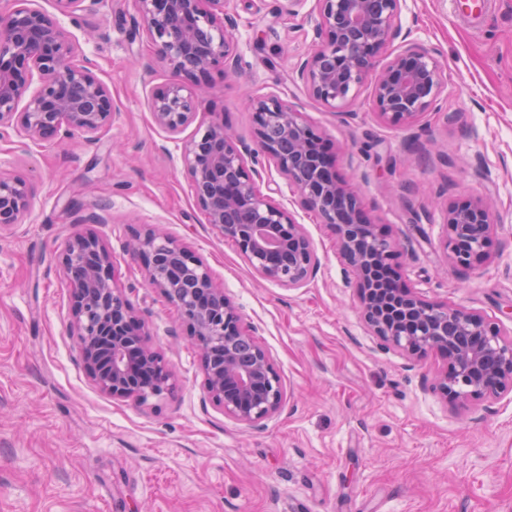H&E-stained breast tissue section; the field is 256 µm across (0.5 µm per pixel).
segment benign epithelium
<instances>
[{
    "label": "benign epithelium",
    "instance_id": "obj_1",
    "mask_svg": "<svg viewBox=\"0 0 512 512\" xmlns=\"http://www.w3.org/2000/svg\"><path fill=\"white\" fill-rule=\"evenodd\" d=\"M63 16L101 0H56ZM158 60L184 81L155 89V123L170 133L189 125L202 107V78L220 66L236 69L228 0H136ZM320 42L300 64L310 95L343 116L370 82L375 114L407 126L430 113L442 88L438 62L423 46L401 41L402 0H317ZM60 20L13 0L0 9V136L13 130L22 144L58 141L75 133L92 139L112 123V95ZM255 147L212 123L183 145L197 205L207 223L232 242L264 279L299 288L317 261L294 215L256 186L249 166L271 159L320 223L336 232L344 260L360 284L361 314L385 346L411 357L448 355L436 389L452 402L492 401L512 393V339L482 315L423 299L398 276L379 284L371 273L391 267L395 243L381 233L358 193L336 172V159L296 105L278 96L252 101ZM28 184L0 173V224L20 223L30 207ZM497 222L480 198L446 211L444 248L457 266L477 269L489 258ZM130 254L144 264L151 287L181 311L198 350L209 400L224 416L255 428L283 407L284 392L269 354L245 325L235 301L206 264L176 240L131 229ZM62 263L71 282L72 329L93 384L114 399L145 401L173 386V374L151 345L143 321L111 275V253L94 235L74 236Z\"/></svg>",
    "mask_w": 512,
    "mask_h": 512
}]
</instances>
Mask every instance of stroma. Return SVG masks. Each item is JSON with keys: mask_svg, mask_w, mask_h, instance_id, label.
Instances as JSON below:
<instances>
[{"mask_svg": "<svg viewBox=\"0 0 512 512\" xmlns=\"http://www.w3.org/2000/svg\"><path fill=\"white\" fill-rule=\"evenodd\" d=\"M490 2L475 28L448 0H403V28L444 72L436 114L408 127L383 124L366 86L345 118L309 95L296 65L317 40L316 0L295 16L280 0H229L238 70L210 73L205 110L178 134L152 118L155 88L177 76L157 62L135 0L62 17L116 111L91 142L0 139V173L32 191L21 222L0 227V512H512V393L445 402L433 378L447 358L415 361L381 345L335 234L264 158L257 186L302 224L318 266L300 288L259 276L208 224L182 156L213 122L253 143L251 101L288 99L398 241L402 281L512 335V0ZM473 197L498 224L488 260L466 271L440 245L443 207ZM97 212L105 223H93ZM133 225L193 251L239 305L284 391L263 426L206 400L180 310L124 248ZM77 233L110 250L113 279L172 370V390L119 401L92 383L60 261Z\"/></svg>", "mask_w": 512, "mask_h": 512, "instance_id": "35a3bbf8", "label": "stroma"}]
</instances>
